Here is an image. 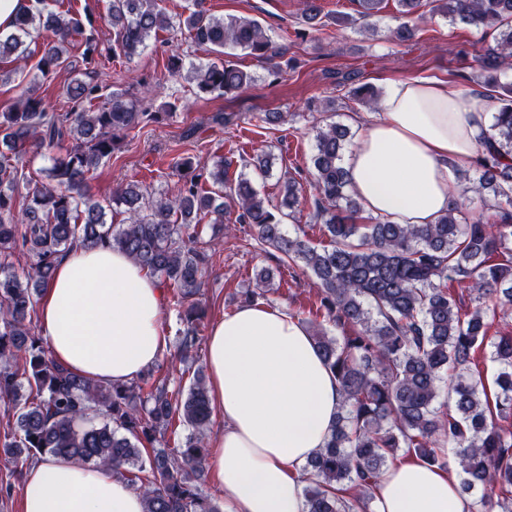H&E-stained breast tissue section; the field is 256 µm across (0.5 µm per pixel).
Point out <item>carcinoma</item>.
Returning <instances> with one entry per match:
<instances>
[{
    "instance_id": "carcinoma-1",
    "label": "carcinoma",
    "mask_w": 512,
    "mask_h": 512,
    "mask_svg": "<svg viewBox=\"0 0 512 512\" xmlns=\"http://www.w3.org/2000/svg\"><path fill=\"white\" fill-rule=\"evenodd\" d=\"M43 0L18 15L0 32V61L26 62L38 53V76L8 111L0 113V400L17 413L19 436L5 438L0 454L28 463L64 458L119 473L145 500V512H221L200 490L208 469L203 439L213 411L202 371L187 392L151 368L139 378L112 384L79 376L59 364L35 335L31 312L56 264L71 246L108 243L162 278L172 289L180 328L175 360L188 371L199 357L200 324L206 309L196 299L208 254L200 247L209 218L210 239L223 231L224 215L238 212L257 242L283 263L302 266L315 278L317 312L344 330L330 336L316 328L314 344L336 376L342 401L330 438L306 466L305 512H367L376 481L389 459L401 451L428 464L448 465L453 453L463 491L474 512H512V333L492 344L498 363L495 407L481 381L468 372L475 351L485 344L488 313L512 311V83L501 76L512 69V0H432V12L476 31L494 30L496 44L474 56L473 72L498 89V105L486 151L477 158L478 176L465 191L493 201L501 219L468 216L456 205L434 224L362 223L361 209L347 190L343 155L353 133L341 123L317 130L312 220L322 225L329 244L317 248L283 229L299 203L295 178H279V207L272 210L252 179L219 160L206 169L187 157L175 162L177 194L155 196L139 182H119L102 200L86 192L88 175L112 157L126 133L143 122H159L172 105L151 112L125 94L99 104L102 86L74 77L65 88L70 111L50 109L34 85L59 71L67 45L83 38L82 62L98 63L102 52L132 59L147 48L151 34L171 27L157 0H110L108 17L114 43L107 49L86 26L91 18L47 11ZM308 33L324 34L318 0H305ZM404 18L393 36L415 35L410 23L422 0H396ZM384 0H358L366 21ZM179 20L186 39L222 59L191 66L199 92L222 97L251 86L252 75L225 59L240 48L270 62L278 80L297 61H275L272 39L256 19L209 14L205 0ZM38 44V49L31 44ZM350 84V99L377 103L367 83ZM69 141L35 178L24 172V157L51 151ZM26 195L16 209V192ZM120 215L118 224L108 214ZM22 251L29 270L18 275L11 259ZM274 272L262 270L257 289L241 291L239 302H255L272 286ZM468 288L473 311L462 314L448 283ZM192 429L183 444L168 446L176 423Z\"/></svg>"
}]
</instances>
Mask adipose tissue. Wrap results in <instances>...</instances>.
I'll return each mask as SVG.
<instances>
[{
  "mask_svg": "<svg viewBox=\"0 0 512 512\" xmlns=\"http://www.w3.org/2000/svg\"><path fill=\"white\" fill-rule=\"evenodd\" d=\"M494 118L478 94L430 79L389 81L343 165L363 215L432 224L462 194L454 167L486 147ZM165 291L126 253L75 245L39 301L54 358L87 378L122 384L166 353ZM211 404L224 419L209 466L227 512H303L304 467L324 447L340 386L304 323L287 307L245 303L208 330ZM376 512H471L455 466L387 467ZM139 491L112 470L46 458L25 471L22 512H144Z\"/></svg>",
  "mask_w": 512,
  "mask_h": 512,
  "instance_id": "adipose-tissue-1",
  "label": "adipose tissue"
}]
</instances>
